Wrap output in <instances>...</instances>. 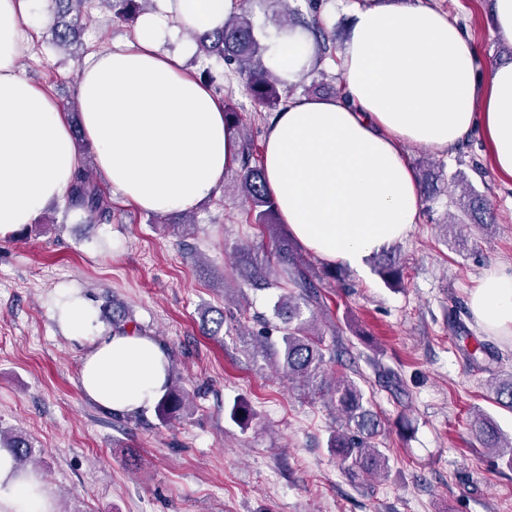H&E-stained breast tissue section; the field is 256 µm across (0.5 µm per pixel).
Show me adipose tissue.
<instances>
[{
	"instance_id": "obj_1",
	"label": "adipose tissue",
	"mask_w": 512,
	"mask_h": 512,
	"mask_svg": "<svg viewBox=\"0 0 512 512\" xmlns=\"http://www.w3.org/2000/svg\"><path fill=\"white\" fill-rule=\"evenodd\" d=\"M34 0H0V237L34 223L82 167L61 103L20 74L39 28ZM238 0H154L134 42L91 52L77 88L80 121L98 170L120 202L149 212L211 199L237 166L239 138L213 88L183 70L169 44L223 26ZM301 28L280 37L265 65L295 83L311 63ZM478 51L455 21L408 0H360L351 10L335 97L297 98L273 113L262 153L268 192L290 238L328 264L360 271L373 252L406 239L421 189L402 147L445 152L477 130L497 174L512 178V63L478 80ZM476 323L512 338V267L470 296ZM170 361L138 332L98 337L79 375L85 395L118 413L164 394ZM0 512H56L51 489L0 448Z\"/></svg>"
}]
</instances>
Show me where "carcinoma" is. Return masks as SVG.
Instances as JSON below:
<instances>
[{"instance_id":"cac0c4a2","label":"carcinoma","mask_w":512,"mask_h":512,"mask_svg":"<svg viewBox=\"0 0 512 512\" xmlns=\"http://www.w3.org/2000/svg\"><path fill=\"white\" fill-rule=\"evenodd\" d=\"M149 2L151 0H48L52 42L66 51L83 48V18L89 16V10L96 4L111 10L114 17L132 22ZM271 2L285 7V11L280 13L281 24L301 26L311 33L316 45L311 71L318 70V66L332 56L337 42V32L326 31L320 22L323 0H306L304 11L291 5L290 0ZM195 40L198 53L224 64L228 80L238 75L247 76L248 88L257 106L277 111L295 94L297 85H286L264 65L267 46L255 31L248 0H240L238 12L224 21L222 28L197 35ZM239 141V189L249 203V220L262 229H269L279 223V217L265 187L256 146L245 135L239 136ZM451 181L461 188L465 197L460 202L464 216L475 224H492L486 218L490 214L487 204L467 176L460 172ZM65 211L78 214L86 223L112 221V198L92 178L90 166H84L66 190ZM270 240L279 258L278 280H271L270 272L255 266L248 255L242 256L245 277L251 285L287 289V292L279 295L274 305L275 314L281 319V325L274 326L281 333L280 343L273 342L268 331L261 333L256 342L264 352L269 350L275 355L281 354L277 365L283 373L298 381L308 390V394L321 397L336 410L340 427L331 432L328 448L336 456L345 475L353 481L364 475H385L389 470V456L376 442L382 427L381 418L370 408V401L356 381L347 376L328 377L324 340L317 326L315 312L304 316V310L321 304L319 286L309 267L291 253L288 240L274 235ZM379 274L388 282L399 280V268L390 255H382ZM490 386L494 402L512 411V373L495 378ZM185 401L186 395L168 387L157 403L159 417L164 420L174 417ZM471 425L483 448L492 456L512 464V437L504 434L492 418L479 411L474 413ZM0 441L4 442V447L12 449L18 464L30 454L28 441L19 434L0 432Z\"/></svg>"}]
</instances>
